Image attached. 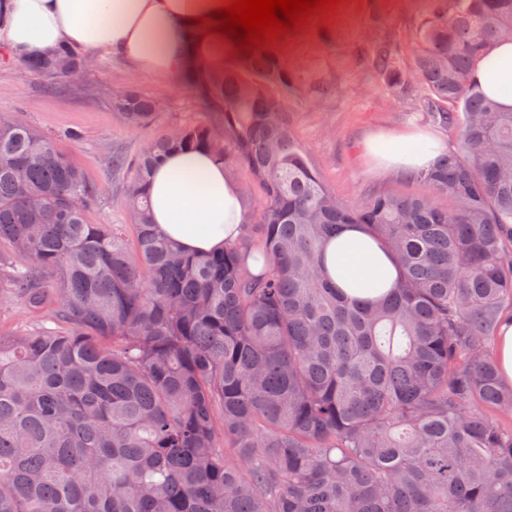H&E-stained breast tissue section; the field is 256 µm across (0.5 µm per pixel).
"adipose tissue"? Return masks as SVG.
<instances>
[{
  "label": "adipose tissue",
  "mask_w": 512,
  "mask_h": 512,
  "mask_svg": "<svg viewBox=\"0 0 512 512\" xmlns=\"http://www.w3.org/2000/svg\"><path fill=\"white\" fill-rule=\"evenodd\" d=\"M227 0H0V46L15 59L48 54L59 46L94 57H119L137 73L177 80L200 54L224 63L223 38L207 34L196 17ZM474 76L485 93L512 109V41L480 58ZM385 169L410 172L442 150L423 132L384 135ZM151 212L158 229L189 253H216L241 233L235 187L212 157L176 151L154 171ZM328 279L348 294L375 298L399 277L392 256L363 229L343 227L323 250Z\"/></svg>",
  "instance_id": "adipose-tissue-1"
}]
</instances>
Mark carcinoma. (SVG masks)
Listing matches in <instances>:
<instances>
[{
    "label": "carcinoma",
    "instance_id": "carcinoma-1",
    "mask_svg": "<svg viewBox=\"0 0 512 512\" xmlns=\"http://www.w3.org/2000/svg\"><path fill=\"white\" fill-rule=\"evenodd\" d=\"M409 69L375 44L387 89L459 147L417 171L422 190L347 203L324 184L285 104L305 86L269 46L189 70L221 125L161 133L134 160L122 224H91L97 190L55 138L0 114V299L44 318L0 332V512H512V386L490 338L512 309V110L473 62L512 36V0H429ZM61 47L21 64L83 70ZM112 109L150 125L160 100ZM175 148L204 149L237 186L243 233L185 253L151 222L147 187ZM260 192L253 205L252 188ZM360 224L397 283L360 300L331 283L330 235ZM259 254L255 274L247 258Z\"/></svg>",
    "mask_w": 512,
    "mask_h": 512
}]
</instances>
